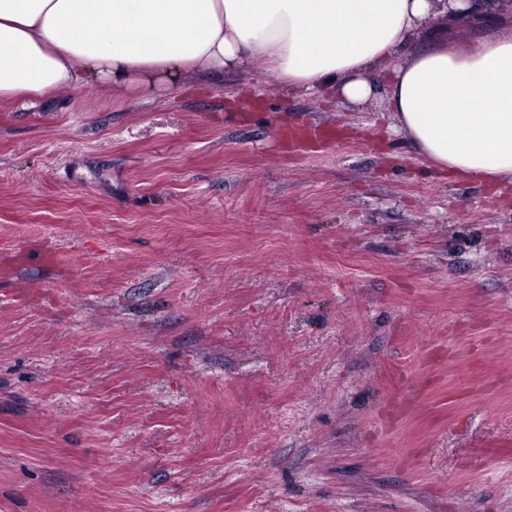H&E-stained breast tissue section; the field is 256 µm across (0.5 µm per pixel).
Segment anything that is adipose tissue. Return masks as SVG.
<instances>
[{"mask_svg":"<svg viewBox=\"0 0 512 512\" xmlns=\"http://www.w3.org/2000/svg\"><path fill=\"white\" fill-rule=\"evenodd\" d=\"M245 70L352 103L384 77L438 171L512 184V0H0V103Z\"/></svg>","mask_w":512,"mask_h":512,"instance_id":"ef3b65f1","label":"adipose tissue"}]
</instances>
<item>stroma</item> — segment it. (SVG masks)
Masks as SVG:
<instances>
[{"label":"stroma","instance_id":"35a3bbf8","mask_svg":"<svg viewBox=\"0 0 512 512\" xmlns=\"http://www.w3.org/2000/svg\"><path fill=\"white\" fill-rule=\"evenodd\" d=\"M21 242L0 512H512V185L436 171L383 94L1 104Z\"/></svg>","mask_w":512,"mask_h":512}]
</instances>
